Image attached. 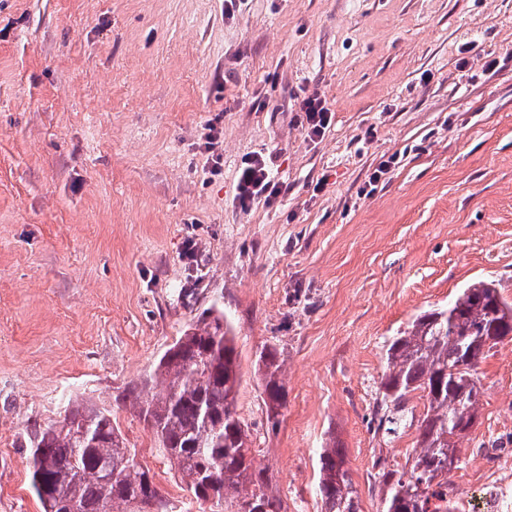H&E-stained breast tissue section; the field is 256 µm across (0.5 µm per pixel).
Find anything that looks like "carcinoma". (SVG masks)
Wrapping results in <instances>:
<instances>
[{"label":"carcinoma","instance_id":"cac0c4a2","mask_svg":"<svg viewBox=\"0 0 512 512\" xmlns=\"http://www.w3.org/2000/svg\"><path fill=\"white\" fill-rule=\"evenodd\" d=\"M509 336L512 303L494 284L478 281L448 307L417 315L386 345L376 431L393 440L415 421L418 439L404 466L376 463L386 486L382 512H443L455 497L448 475L460 462L458 442L477 418V369ZM235 339L224 310L210 309L128 387L123 402L143 418L190 502L208 503L211 512H285L265 469L255 466L251 432L237 412L242 374ZM282 368L272 346L254 364L274 425L287 404ZM416 391L425 400L417 420L407 407ZM26 447L31 491L44 512H175L105 408L69 398L57 420L34 427ZM316 492L324 512H361L345 451L334 443L318 453Z\"/></svg>","mask_w":512,"mask_h":512}]
</instances>
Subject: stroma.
I'll list each match as a JSON object with an SVG mask.
<instances>
[{
  "instance_id": "35a3bbf8",
  "label": "stroma",
  "mask_w": 512,
  "mask_h": 512,
  "mask_svg": "<svg viewBox=\"0 0 512 512\" xmlns=\"http://www.w3.org/2000/svg\"><path fill=\"white\" fill-rule=\"evenodd\" d=\"M491 55L507 66L484 71ZM313 91L332 110L314 140L296 112ZM257 152L287 190L245 212L236 174ZM478 280L512 302V0H244L231 16L224 0H0V512H42L24 442L69 397L110 407L177 512H197L115 398L214 306L287 512H322L330 437L361 512H380L375 460L404 465L417 440L375 432L384 347ZM269 345L288 391L274 426L253 376ZM479 379L460 498L512 472V340ZM399 159V155L392 154L388 156L387 159L380 161L378 166L371 173L369 180L360 189V195L369 196L372 193H374L382 178L388 173H390L392 169H395V167H397L401 163ZM383 180H385V177Z\"/></svg>"
}]
</instances>
